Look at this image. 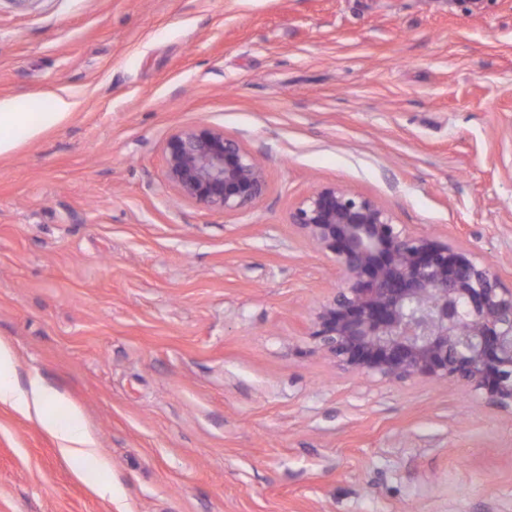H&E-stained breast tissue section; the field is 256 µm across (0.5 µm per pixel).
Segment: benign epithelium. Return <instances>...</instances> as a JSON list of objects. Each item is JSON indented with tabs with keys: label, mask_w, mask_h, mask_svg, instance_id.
I'll list each match as a JSON object with an SVG mask.
<instances>
[{
	"label": "benign epithelium",
	"mask_w": 512,
	"mask_h": 512,
	"mask_svg": "<svg viewBox=\"0 0 512 512\" xmlns=\"http://www.w3.org/2000/svg\"><path fill=\"white\" fill-rule=\"evenodd\" d=\"M164 161L177 193L210 211L244 212L267 191L259 156L216 126L172 133ZM289 223L340 278L314 313L316 350L352 372L465 386L512 410V288L490 265L336 184L300 201Z\"/></svg>",
	"instance_id": "obj_1"
}]
</instances>
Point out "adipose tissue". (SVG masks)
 <instances>
[{"instance_id": "adipose-tissue-1", "label": "adipose tissue", "mask_w": 512, "mask_h": 512, "mask_svg": "<svg viewBox=\"0 0 512 512\" xmlns=\"http://www.w3.org/2000/svg\"><path fill=\"white\" fill-rule=\"evenodd\" d=\"M67 103H59L54 112H0V153L13 149L20 136L37 135L44 124L63 119ZM17 360L13 350L0 344V404L27 416L42 419L49 434L58 442V450L66 458L96 460L95 443L84 427L79 412H72L67 424L46 420L45 410L60 399L39 375H31L26 386L16 382Z\"/></svg>"}]
</instances>
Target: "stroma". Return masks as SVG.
<instances>
[{"mask_svg":"<svg viewBox=\"0 0 512 512\" xmlns=\"http://www.w3.org/2000/svg\"><path fill=\"white\" fill-rule=\"evenodd\" d=\"M62 99L0 154V342L98 460L0 406V512H512V413L316 352L288 222L336 183L512 288V0H0V108ZM198 123L266 160L242 214L167 180Z\"/></svg>","mask_w":512,"mask_h":512,"instance_id":"35a3bbf8","label":"stroma"}]
</instances>
